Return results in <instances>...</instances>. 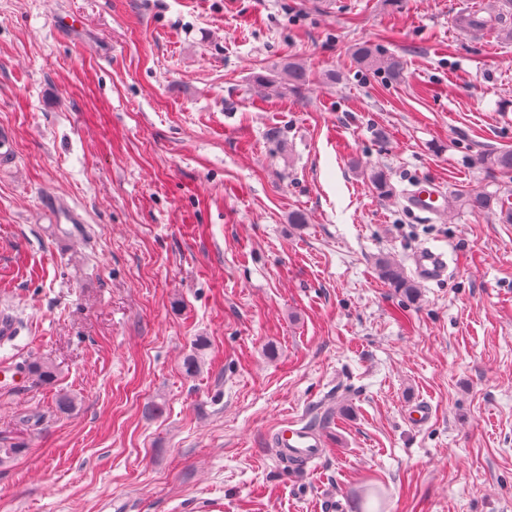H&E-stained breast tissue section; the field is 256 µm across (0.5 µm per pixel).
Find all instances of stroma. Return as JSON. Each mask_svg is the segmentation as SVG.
Masks as SVG:
<instances>
[{
	"instance_id": "obj_1",
	"label": "stroma",
	"mask_w": 512,
	"mask_h": 512,
	"mask_svg": "<svg viewBox=\"0 0 512 512\" xmlns=\"http://www.w3.org/2000/svg\"><path fill=\"white\" fill-rule=\"evenodd\" d=\"M455 2L0 0V366L58 368L0 387V448L23 450L0 512H512V223L369 180L498 187L479 159L512 149V41ZM424 246L448 272L417 298L378 278ZM327 409L291 472L273 436ZM353 59L359 65L375 67L376 69L383 70L387 73L388 78L392 80H399L402 78V64L401 62L391 56H385L379 53L373 46L369 44H362L357 46L353 51ZM440 195L435 182L424 181L416 184V189L409 193L407 199L412 209L420 213L434 214L441 208L438 205Z\"/></svg>"
}]
</instances>
